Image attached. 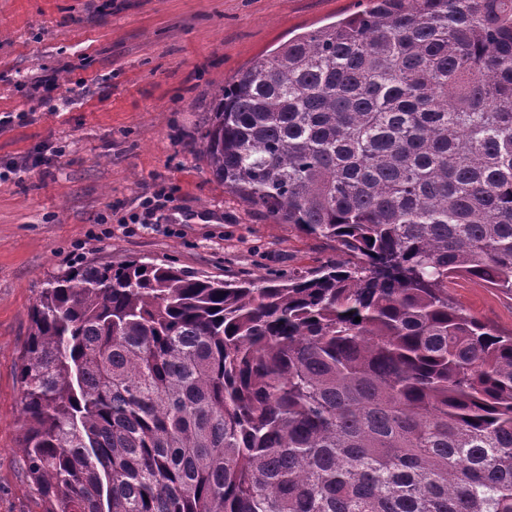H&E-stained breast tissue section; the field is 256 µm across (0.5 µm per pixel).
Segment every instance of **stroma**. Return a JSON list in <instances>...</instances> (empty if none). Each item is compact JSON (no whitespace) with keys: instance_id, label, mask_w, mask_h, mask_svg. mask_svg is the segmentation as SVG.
<instances>
[{"instance_id":"35a3bbf8","label":"stroma","mask_w":512,"mask_h":512,"mask_svg":"<svg viewBox=\"0 0 512 512\" xmlns=\"http://www.w3.org/2000/svg\"><path fill=\"white\" fill-rule=\"evenodd\" d=\"M367 0H0V512H41L21 470L29 311L85 262L171 260L226 280L311 269L333 242L279 223L211 173L203 136L218 91L293 36ZM57 86L31 98L28 80ZM61 156H52L53 147ZM38 156L49 168L11 173ZM165 204L144 224V198ZM449 296L512 332V292L458 278Z\"/></svg>"}]
</instances>
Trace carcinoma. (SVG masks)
Here are the masks:
<instances>
[{
  "mask_svg": "<svg viewBox=\"0 0 512 512\" xmlns=\"http://www.w3.org/2000/svg\"><path fill=\"white\" fill-rule=\"evenodd\" d=\"M368 2L239 73L204 135L226 190L336 260L42 289L18 376L43 512H512V333L448 296L512 291V0Z\"/></svg>",
  "mask_w": 512,
  "mask_h": 512,
  "instance_id": "carcinoma-1",
  "label": "carcinoma"
}]
</instances>
